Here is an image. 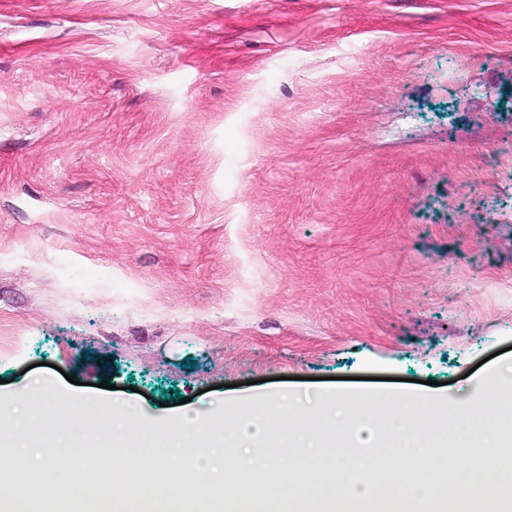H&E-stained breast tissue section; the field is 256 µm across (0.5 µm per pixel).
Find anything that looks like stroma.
Instances as JSON below:
<instances>
[{
    "label": "stroma",
    "mask_w": 512,
    "mask_h": 512,
    "mask_svg": "<svg viewBox=\"0 0 512 512\" xmlns=\"http://www.w3.org/2000/svg\"><path fill=\"white\" fill-rule=\"evenodd\" d=\"M0 336L147 422L512 394V0H0Z\"/></svg>",
    "instance_id": "35a3bbf8"
}]
</instances>
